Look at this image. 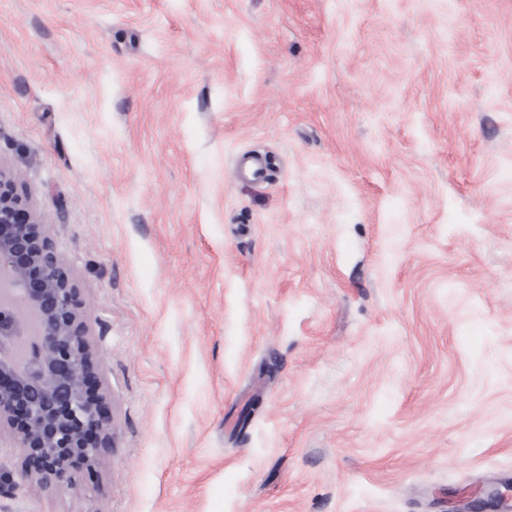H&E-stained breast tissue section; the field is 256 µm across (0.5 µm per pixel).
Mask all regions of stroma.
Returning a JSON list of instances; mask_svg holds the SVG:
<instances>
[{
  "instance_id": "1",
  "label": "stroma",
  "mask_w": 512,
  "mask_h": 512,
  "mask_svg": "<svg viewBox=\"0 0 512 512\" xmlns=\"http://www.w3.org/2000/svg\"><path fill=\"white\" fill-rule=\"evenodd\" d=\"M0 165L116 442L0 512H512V0H0Z\"/></svg>"
}]
</instances>
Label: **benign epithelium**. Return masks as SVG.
<instances>
[{
    "mask_svg": "<svg viewBox=\"0 0 512 512\" xmlns=\"http://www.w3.org/2000/svg\"><path fill=\"white\" fill-rule=\"evenodd\" d=\"M84 309L43 216L0 166V437L22 449V474L43 493L92 480L115 447ZM23 337L18 367L11 349Z\"/></svg>",
    "mask_w": 512,
    "mask_h": 512,
    "instance_id": "benign-epithelium-1",
    "label": "benign epithelium"
}]
</instances>
